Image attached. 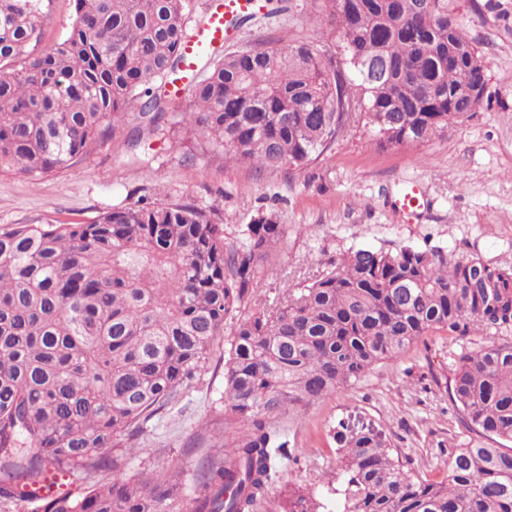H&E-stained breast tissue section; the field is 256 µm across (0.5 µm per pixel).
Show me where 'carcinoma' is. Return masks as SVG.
Here are the masks:
<instances>
[{
  "instance_id": "obj_1",
  "label": "carcinoma",
  "mask_w": 512,
  "mask_h": 512,
  "mask_svg": "<svg viewBox=\"0 0 512 512\" xmlns=\"http://www.w3.org/2000/svg\"><path fill=\"white\" fill-rule=\"evenodd\" d=\"M68 38L34 54L44 0H0V171L73 167L141 101L139 135L168 108L224 157L302 168L366 119L380 143H423L464 117L484 77L448 0H320L342 42L259 43L210 60L187 101L167 90L191 0H75ZM284 234L271 215L229 245L184 200L116 208L86 224L0 228V499L39 512H257L286 457L276 420L339 392L433 331L496 336L460 355L448 393L488 438L448 453V475L405 469L384 436L339 424L343 512H512V267L441 249H350L276 307L237 319L224 407L245 431L180 467L119 475L114 438L138 434L207 369L224 322L251 299ZM110 478L100 484L98 475ZM62 476L76 490L41 495Z\"/></svg>"
}]
</instances>
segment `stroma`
I'll use <instances>...</instances> for the list:
<instances>
[{
	"mask_svg": "<svg viewBox=\"0 0 512 512\" xmlns=\"http://www.w3.org/2000/svg\"><path fill=\"white\" fill-rule=\"evenodd\" d=\"M479 51L488 96L476 112L430 141L388 148L369 126L344 133L315 164L270 171L225 162L182 120L167 113L161 135L128 146L125 132L97 143L75 167L33 178L0 172V227L10 224H83L141 199H189L218 209L227 244L257 214L286 228L257 276L248 310L275 307L352 248H440L449 258L474 256L512 267V0H448ZM286 11L249 21L229 50L272 41L285 46L319 37L311 0H285ZM40 48L65 38L73 0H46ZM417 185L427 205L411 216L394 205ZM215 343L207 370L180 398L135 436L115 447L132 449L121 473L190 470L199 458L241 436L224 409L228 333ZM485 335L456 337L437 331L406 354L377 365L346 390L280 419L288 457L269 488L268 505L282 512L291 495H305L316 512H336L344 478L339 422L382 432L393 455L422 477L442 480L448 452L480 443L448 396V380L461 352L485 344Z\"/></svg>",
	"mask_w": 512,
	"mask_h": 512,
	"instance_id": "35a3bbf8",
	"label": "stroma"
}]
</instances>
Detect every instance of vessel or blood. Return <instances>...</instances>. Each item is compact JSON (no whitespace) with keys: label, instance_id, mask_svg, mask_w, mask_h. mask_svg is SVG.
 Segmentation results:
<instances>
[{"label":"vessel or blood","instance_id":"vessel-or-blood-1","mask_svg":"<svg viewBox=\"0 0 512 512\" xmlns=\"http://www.w3.org/2000/svg\"><path fill=\"white\" fill-rule=\"evenodd\" d=\"M262 2L263 0H224L211 14L199 37L186 44L180 72L171 80L170 90L176 94H186L195 80L198 62L209 47L235 41L238 35L237 18L260 13L263 9Z\"/></svg>","mask_w":512,"mask_h":512}]
</instances>
